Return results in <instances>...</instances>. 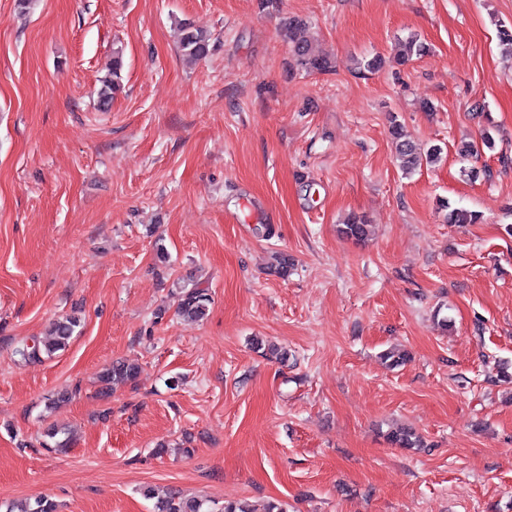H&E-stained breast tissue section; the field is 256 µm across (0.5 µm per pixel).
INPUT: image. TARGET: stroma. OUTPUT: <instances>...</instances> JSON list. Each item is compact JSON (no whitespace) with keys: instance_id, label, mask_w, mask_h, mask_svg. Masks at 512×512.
I'll list each match as a JSON object with an SVG mask.
<instances>
[{"instance_id":"35a3bbf8","label":"stroma","mask_w":512,"mask_h":512,"mask_svg":"<svg viewBox=\"0 0 512 512\" xmlns=\"http://www.w3.org/2000/svg\"><path fill=\"white\" fill-rule=\"evenodd\" d=\"M291 18L330 71L296 66ZM500 21L512 0H0V506L154 512L150 487L286 512H512ZM181 22L211 32L206 59L186 63ZM412 34L428 53L394 64ZM394 120L439 161L405 174ZM489 120L472 180L457 149ZM451 207L482 219L447 223ZM352 214L367 241L339 235ZM196 287L208 314L183 320ZM66 315L69 346L21 361ZM393 345L410 355L397 368L380 358ZM118 360L136 383L102 380ZM396 422L426 448L388 445ZM53 426L66 453L42 446ZM123 66L122 56L120 52H115L112 60V77L102 80V86L99 91V104L100 107L108 108L112 100V93L118 86V79L120 78V71ZM209 303L210 297L205 289L191 288L178 296L177 312L183 318L200 320L207 315Z\"/></svg>"}]
</instances>
